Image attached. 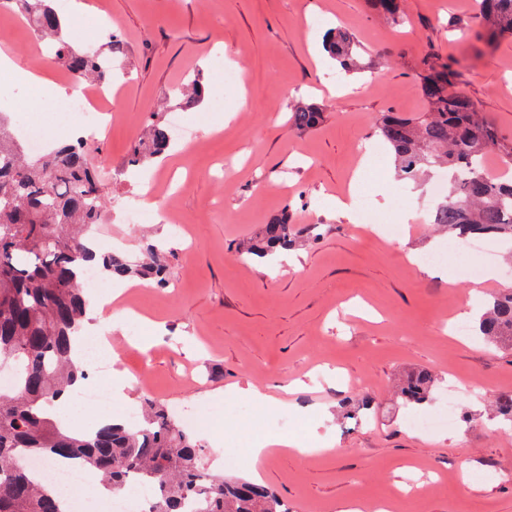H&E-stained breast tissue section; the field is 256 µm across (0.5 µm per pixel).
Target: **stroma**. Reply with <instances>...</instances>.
I'll return each mask as SVG.
<instances>
[{"instance_id": "35a3bbf8", "label": "stroma", "mask_w": 512, "mask_h": 512, "mask_svg": "<svg viewBox=\"0 0 512 512\" xmlns=\"http://www.w3.org/2000/svg\"><path fill=\"white\" fill-rule=\"evenodd\" d=\"M407 21L386 22L368 0H69L66 20L96 29L97 44L114 29L112 120L90 145L97 166L108 167L109 211L154 186L159 205H171L182 226L141 225L129 251L168 242L172 279L142 282L129 298L144 318L131 340L125 323H107L112 355L136 382L123 404L150 395L169 407L210 409L215 426L194 430L211 468L223 470L213 445L238 456L235 478L260 470L291 512H336L355 502L364 512H512V429L488 417L491 400L512 392V351L476 336H455L454 321H474L472 290L490 294L507 285V263L493 278H476L448 250V238L429 222L431 182L418 195L394 176L393 157L375 122L384 112L426 108L415 73L433 54L460 65L456 89L468 96L512 141V38L488 45L478 0H405ZM320 18L357 44L363 71L341 73L320 34L306 24ZM0 33L17 66L38 55L32 30L0 9ZM236 69L244 85L224 89L223 108L183 98L187 77L209 84L218 63ZM321 106L324 118L300 133L287 123L298 99ZM53 97L0 74V110L21 119L43 112ZM177 110L199 125L192 144H176L128 171L130 149L151 113ZM364 198L375 229L336 208L347 192ZM417 220L406 235L393 232L403 212ZM308 233L287 259L267 267L234 248L280 212ZM437 250L436 270L418 268L405 254ZM437 377L430 414L456 383L457 415L450 431L422 434L408 424L412 409L395 393L408 370ZM299 381L292 393L284 386ZM253 386L282 408L241 411L232 386ZM370 397L362 421L343 418L341 399ZM288 433L300 450L250 453L264 437ZM331 450H321L320 433Z\"/></svg>"}]
</instances>
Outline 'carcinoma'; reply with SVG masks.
<instances>
[{"label": "carcinoma", "instance_id": "cac0c4a2", "mask_svg": "<svg viewBox=\"0 0 512 512\" xmlns=\"http://www.w3.org/2000/svg\"><path fill=\"white\" fill-rule=\"evenodd\" d=\"M368 2L394 23L403 19L404 0ZM0 9L17 13L76 82H112V56L98 51L92 57L75 47L52 0H0ZM480 10L488 44L512 37V0H481ZM325 45L344 70L362 69L347 33L330 32ZM458 76L454 62L425 57L417 77L426 111L384 112L376 120L378 132L401 178L416 181L433 170L448 172L450 192L431 212L432 224L450 236L512 240V142H503L473 102L455 90ZM323 118L322 108L302 103L290 112L288 124L310 132ZM170 143L167 125L152 115L146 138L132 149L131 166L162 155ZM88 146L89 138L81 136L30 157L0 115V361L13 362L16 373L13 387L0 390V512H66L59 490L30 470L32 455L95 472L114 495L137 478L154 492L147 512H188L192 503L196 512H290L288 501L270 487L213 473L194 436L154 399L140 400L138 427L113 420L89 434L72 430L54 411L62 397H71L77 377L88 376L72 360L86 319L85 271L159 286L171 278L163 245L147 246L138 260L122 249L93 260L91 229L104 217L106 191L89 162ZM492 150L502 159L501 174L484 167ZM300 237L302 230L282 213L237 243L236 252L270 261ZM476 333L512 350L511 287L489 295ZM436 383L432 372L411 370L399 396L413 406L428 404ZM372 407L370 398L340 403L343 416L352 419ZM492 411L499 423L512 426V394L498 395Z\"/></svg>", "mask_w": 512, "mask_h": 512}]
</instances>
